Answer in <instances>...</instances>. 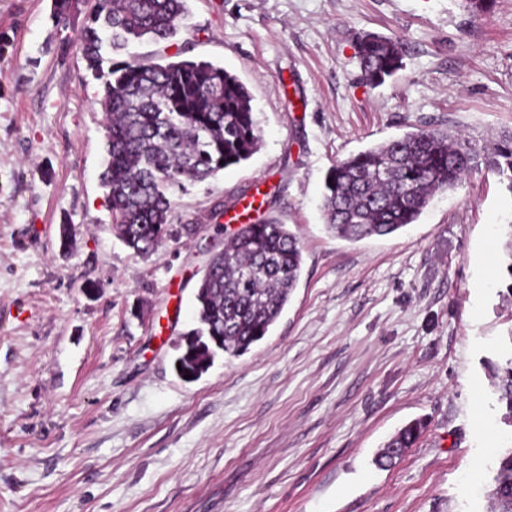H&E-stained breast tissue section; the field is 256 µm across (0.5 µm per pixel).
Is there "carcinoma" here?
<instances>
[{"label":"carcinoma","instance_id":"cac0c4a2","mask_svg":"<svg viewBox=\"0 0 512 512\" xmlns=\"http://www.w3.org/2000/svg\"><path fill=\"white\" fill-rule=\"evenodd\" d=\"M81 0H53L58 23L80 11ZM188 0H96L79 42L86 68L103 87L107 165L102 176L120 241L152 255L172 236L171 189L251 158L261 144L252 98L239 78L205 61L182 58L177 46ZM148 38L171 55L157 60L134 45ZM403 43L361 33L355 57L365 85L376 88L403 66ZM512 190V133L484 150L464 137L418 130L339 160L328 171L323 209L327 229L359 242L388 236L419 220L434 195L456 188L479 168ZM303 251L285 224L263 219L239 229L209 258L194 295L197 326L175 346L180 375L200 378L219 353L241 356L263 340L300 278ZM497 379L503 420L512 426V351L487 364ZM426 428L415 419L394 433L375 462L399 458ZM486 512H512V447L493 468Z\"/></svg>","mask_w":512,"mask_h":512}]
</instances>
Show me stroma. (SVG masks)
Masks as SVG:
<instances>
[{
  "label": "stroma",
  "mask_w": 512,
  "mask_h": 512,
  "mask_svg": "<svg viewBox=\"0 0 512 512\" xmlns=\"http://www.w3.org/2000/svg\"><path fill=\"white\" fill-rule=\"evenodd\" d=\"M52 2L0 0V512H486L474 473L512 444L485 368L512 335V190L472 172L358 243L321 206L331 166L372 145L512 132V0H189L178 45L246 86L262 145L175 191L178 234L149 257L116 238L101 185L102 91L75 43L92 5L62 27ZM362 31L406 50L375 89ZM254 196L297 232L300 281L261 342L184 380L195 284ZM426 428L423 419H415L394 433L376 456L378 466L388 467L402 455V448H412ZM389 448H397L398 454H390Z\"/></svg>",
  "instance_id": "1"
}]
</instances>
